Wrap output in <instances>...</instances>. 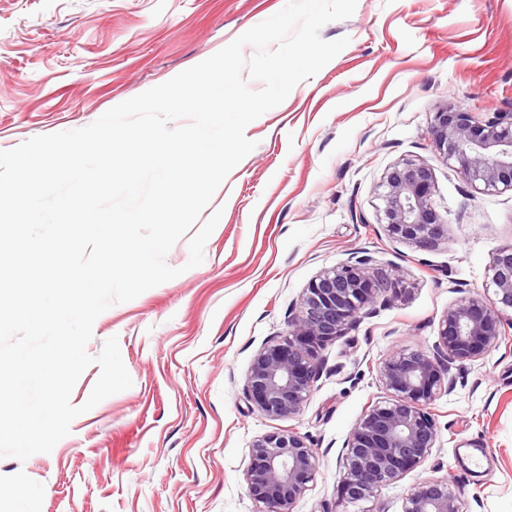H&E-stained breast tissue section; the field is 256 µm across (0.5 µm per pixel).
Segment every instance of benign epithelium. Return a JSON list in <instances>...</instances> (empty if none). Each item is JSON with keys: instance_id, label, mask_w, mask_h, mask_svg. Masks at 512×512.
Returning a JSON list of instances; mask_svg holds the SVG:
<instances>
[{"instance_id": "1", "label": "benign epithelium", "mask_w": 512, "mask_h": 512, "mask_svg": "<svg viewBox=\"0 0 512 512\" xmlns=\"http://www.w3.org/2000/svg\"><path fill=\"white\" fill-rule=\"evenodd\" d=\"M428 137L444 161L473 189L512 191V113L444 106L434 113ZM381 186L384 229L389 238L431 252L448 243V224L434 206L436 180L426 163L406 160L388 169ZM493 295L465 297L442 316L431 354L397 351L379 367L387 400L369 406L346 443V472L339 503L357 504L419 467L437 438L429 405L454 387L457 361L491 352L502 326L512 321V246L491 257ZM397 283L375 269L367 256L325 270L310 281L298 311L288 317V335L267 342L251 365L245 398L270 417L298 414L324 372L321 351L391 300ZM318 452L294 431L270 432L250 450L247 484L259 512H291L314 480ZM448 481L427 479L404 498L403 512H460Z\"/></svg>"}]
</instances>
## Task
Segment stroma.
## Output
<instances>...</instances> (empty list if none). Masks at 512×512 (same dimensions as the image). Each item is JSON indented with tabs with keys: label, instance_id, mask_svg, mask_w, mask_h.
<instances>
[{
	"label": "stroma",
	"instance_id": "1",
	"mask_svg": "<svg viewBox=\"0 0 512 512\" xmlns=\"http://www.w3.org/2000/svg\"><path fill=\"white\" fill-rule=\"evenodd\" d=\"M285 0H0V150L88 126L110 108L202 62ZM320 35L347 47L246 128L256 148L209 210L222 217L202 264L187 240L177 278L94 322L89 354L118 337L133 385L77 417L50 453L0 458V512H257L246 472L253 441L295 431L319 453L292 512H342L344 443L385 400L380 362L431 352L462 295L487 292L493 253L512 246V191L471 189L434 151V112H512V0H358ZM434 171L448 243L392 241L379 222L386 171ZM367 252L399 281L391 304L322 351L302 411L274 418L244 397L257 352L320 272ZM465 283L457 291L456 283ZM453 392L430 405L437 440L415 470L365 501L402 512L428 478L453 477L462 512H512V329L484 358L455 363ZM462 448H482L481 467Z\"/></svg>",
	"mask_w": 512,
	"mask_h": 512
}]
</instances>
